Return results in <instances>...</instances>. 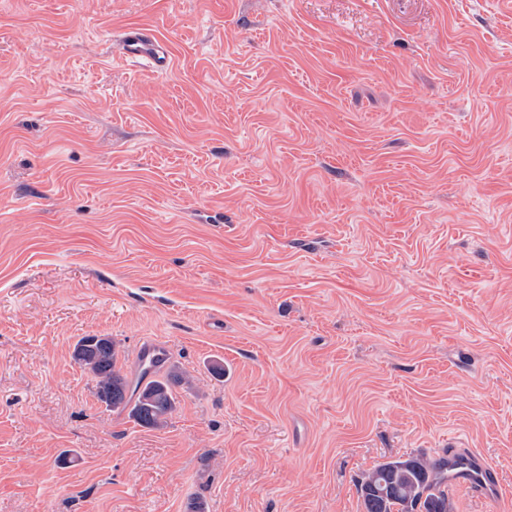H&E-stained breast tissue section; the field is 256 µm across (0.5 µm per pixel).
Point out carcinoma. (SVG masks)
Instances as JSON below:
<instances>
[{
	"label": "carcinoma",
	"mask_w": 512,
	"mask_h": 512,
	"mask_svg": "<svg viewBox=\"0 0 512 512\" xmlns=\"http://www.w3.org/2000/svg\"><path fill=\"white\" fill-rule=\"evenodd\" d=\"M73 358L96 380L98 400L112 410L128 411L138 425L159 428L175 409L173 387L181 382L175 367L135 384L116 369V344L109 336H83ZM445 462L424 457L388 460L357 481L363 512H454L445 486Z\"/></svg>",
	"instance_id": "cac0c4a2"
}]
</instances>
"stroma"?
<instances>
[{"instance_id": "1", "label": "stroma", "mask_w": 512, "mask_h": 512, "mask_svg": "<svg viewBox=\"0 0 512 512\" xmlns=\"http://www.w3.org/2000/svg\"><path fill=\"white\" fill-rule=\"evenodd\" d=\"M86 335L166 344L163 427ZM452 448L512 512L506 0H0V512H363ZM158 53L153 35L147 30H138L121 39L116 54L119 61L130 66L139 64L154 74L167 68L166 58ZM73 358L96 380V396L106 408L128 410L142 427L166 424L176 404L173 387L182 380L174 366L144 384H134L116 369V344L109 336H82L74 345Z\"/></svg>"}]
</instances>
